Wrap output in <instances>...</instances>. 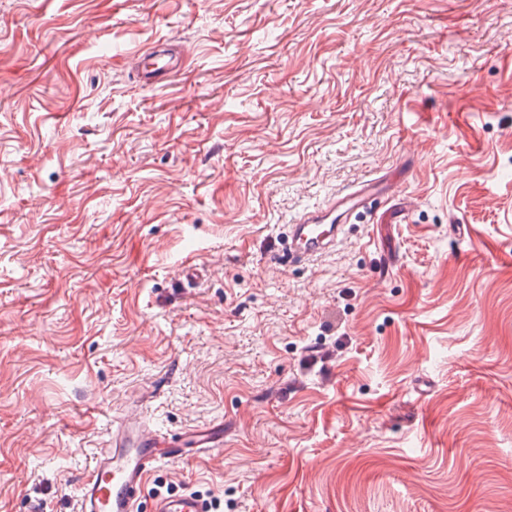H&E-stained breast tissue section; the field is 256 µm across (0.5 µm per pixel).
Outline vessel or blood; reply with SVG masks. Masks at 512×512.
Instances as JSON below:
<instances>
[{
  "instance_id": "b4317fda",
  "label": "vessel or blood",
  "mask_w": 512,
  "mask_h": 512,
  "mask_svg": "<svg viewBox=\"0 0 512 512\" xmlns=\"http://www.w3.org/2000/svg\"><path fill=\"white\" fill-rule=\"evenodd\" d=\"M383 177L363 180L337 195L332 210L303 214L288 227V252L299 262L331 250L341 237L343 220L359 214L367 200L383 190ZM209 429L192 432L187 447L168 446L159 430L151 427L145 411L125 416L112 429V443L95 461L77 487L81 512H135L147 475L158 464L183 459L185 450L215 447ZM151 512H208L205 501L185 490L155 498Z\"/></svg>"
}]
</instances>
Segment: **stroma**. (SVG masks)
Returning a JSON list of instances; mask_svg holds the SVG:
<instances>
[{
  "label": "stroma",
  "mask_w": 512,
  "mask_h": 512,
  "mask_svg": "<svg viewBox=\"0 0 512 512\" xmlns=\"http://www.w3.org/2000/svg\"><path fill=\"white\" fill-rule=\"evenodd\" d=\"M144 395L224 444L140 512H512V0H0V512H80ZM386 182L380 176L365 179L352 189L337 195L332 208L306 212L294 224H289L288 253L294 260L305 262L331 250L345 226L336 224V221L340 218L347 221L353 215L361 213L370 197L384 191L382 185ZM336 212L338 214L327 222ZM151 512H208L207 504L196 493L184 490L155 498Z\"/></svg>",
  "instance_id": "obj_1"
}]
</instances>
